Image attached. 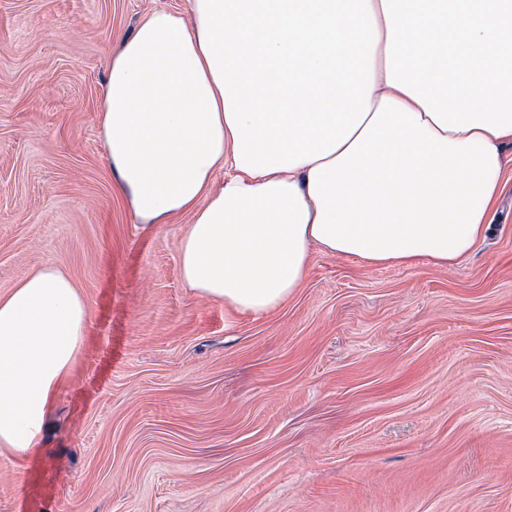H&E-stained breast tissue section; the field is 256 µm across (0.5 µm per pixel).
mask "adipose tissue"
<instances>
[{
  "mask_svg": "<svg viewBox=\"0 0 512 512\" xmlns=\"http://www.w3.org/2000/svg\"><path fill=\"white\" fill-rule=\"evenodd\" d=\"M188 3L113 52L100 126L135 219L190 216L197 297L259 316L316 249L443 268L474 249L512 144V0ZM88 317L50 264L0 295V449L37 453Z\"/></svg>",
  "mask_w": 512,
  "mask_h": 512,
  "instance_id": "1",
  "label": "adipose tissue"
}]
</instances>
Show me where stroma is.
<instances>
[{
  "label": "stroma",
  "mask_w": 512,
  "mask_h": 512,
  "mask_svg": "<svg viewBox=\"0 0 512 512\" xmlns=\"http://www.w3.org/2000/svg\"><path fill=\"white\" fill-rule=\"evenodd\" d=\"M187 0H0V294L44 264L89 307L0 512H512V147L458 265L313 252L261 316L182 282L189 216L136 222L99 124L113 50Z\"/></svg>",
  "instance_id": "1"
}]
</instances>
